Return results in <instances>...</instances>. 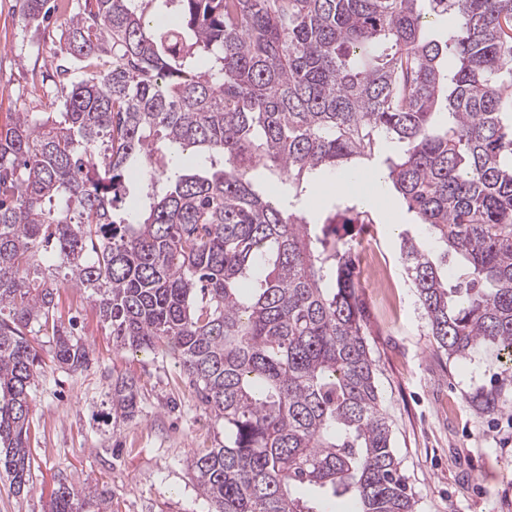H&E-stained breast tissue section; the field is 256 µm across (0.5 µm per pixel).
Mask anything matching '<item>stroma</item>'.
I'll return each mask as SVG.
<instances>
[{
	"instance_id": "stroma-1",
	"label": "stroma",
	"mask_w": 512,
	"mask_h": 512,
	"mask_svg": "<svg viewBox=\"0 0 512 512\" xmlns=\"http://www.w3.org/2000/svg\"><path fill=\"white\" fill-rule=\"evenodd\" d=\"M70 17L59 9L29 24L21 0H0L1 125L16 112L52 111L41 80L60 52ZM357 201L371 221L350 226L351 244L372 248L388 273L380 285L372 273H358V292L375 383L416 510L512 512V446L499 443L512 438V398L493 412L477 408L481 396L512 379V370L483 352L451 360L438 350L399 259L402 231L422 237L425 228L401 213L397 195L373 189ZM58 314L73 322L94 361L85 371H64L54 365L46 337H36L46 366L30 411L32 488L12 494L0 469V512H47L64 477L79 487L107 482L112 512H211L187 460L223 441L224 426L173 358L117 350L87 289H60ZM121 374L137 380L141 411L133 420L98 428L91 410Z\"/></svg>"
}]
</instances>
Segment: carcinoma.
<instances>
[{
	"label": "carcinoma",
	"mask_w": 512,
	"mask_h": 512,
	"mask_svg": "<svg viewBox=\"0 0 512 512\" xmlns=\"http://www.w3.org/2000/svg\"><path fill=\"white\" fill-rule=\"evenodd\" d=\"M38 23L48 0H22ZM452 16L440 39L429 17ZM47 75L54 112L0 126V466L30 489L42 364L88 367L57 316L89 288L122 349L171 356L224 422L188 463L211 512H415L375 385L340 228L286 196L348 184L384 140L386 182L459 263L410 232L400 254L437 348L512 361V0H82ZM453 58L448 68L444 60ZM263 168L284 187L254 182ZM137 175L147 191L128 198ZM139 413L120 375L92 418ZM48 512H112L63 478ZM306 192L299 197L298 204L303 206L304 201L311 195L316 194L319 197V203L311 211H308L313 223H322L327 211L331 208L332 200L335 195V178L329 175H318L313 177L306 187Z\"/></svg>",
	"instance_id": "carcinoma-1"
}]
</instances>
